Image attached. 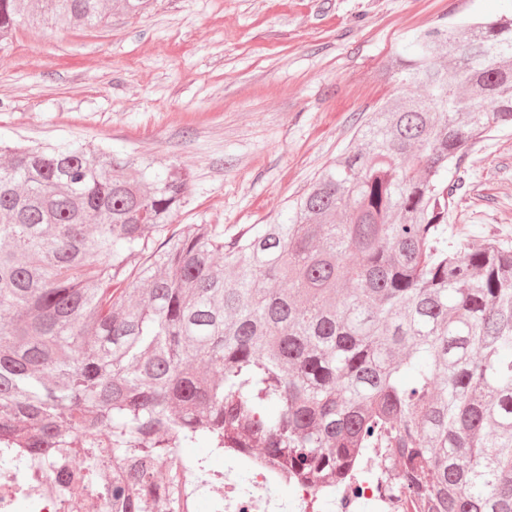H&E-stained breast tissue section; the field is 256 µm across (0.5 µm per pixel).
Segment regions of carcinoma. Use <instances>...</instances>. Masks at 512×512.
Instances as JSON below:
<instances>
[{
	"label": "carcinoma",
	"mask_w": 512,
	"mask_h": 512,
	"mask_svg": "<svg viewBox=\"0 0 512 512\" xmlns=\"http://www.w3.org/2000/svg\"><path fill=\"white\" fill-rule=\"evenodd\" d=\"M25 2L0 0V35ZM382 71L398 96L288 221L234 233L172 229L183 170L0 144L4 478L59 485L63 512L94 491L109 512H192L223 494L215 463L261 444L290 486L350 491L368 456L420 512H512V246L455 240L464 181L444 180L512 126V18L427 30Z\"/></svg>",
	"instance_id": "1"
}]
</instances>
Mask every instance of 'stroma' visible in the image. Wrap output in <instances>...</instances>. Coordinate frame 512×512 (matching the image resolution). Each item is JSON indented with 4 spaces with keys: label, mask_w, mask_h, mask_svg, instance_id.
<instances>
[{
    "label": "stroma",
    "mask_w": 512,
    "mask_h": 512,
    "mask_svg": "<svg viewBox=\"0 0 512 512\" xmlns=\"http://www.w3.org/2000/svg\"><path fill=\"white\" fill-rule=\"evenodd\" d=\"M512 0H153L107 24L0 36V142L79 143L189 172L173 221H287L294 199L394 93L381 62L417 33ZM457 239L512 242V128L473 141Z\"/></svg>",
    "instance_id": "obj_1"
}]
</instances>
